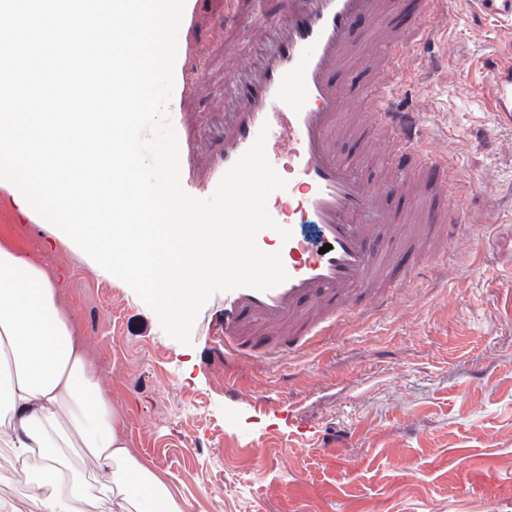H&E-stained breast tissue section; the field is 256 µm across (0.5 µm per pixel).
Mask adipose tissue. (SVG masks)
<instances>
[{"label": "adipose tissue", "mask_w": 512, "mask_h": 512, "mask_svg": "<svg viewBox=\"0 0 512 512\" xmlns=\"http://www.w3.org/2000/svg\"><path fill=\"white\" fill-rule=\"evenodd\" d=\"M0 443L32 452L26 480L39 512H183L167 484L131 451L111 392L60 304L51 269L0 243ZM84 451L80 472L62 451Z\"/></svg>", "instance_id": "ef3b65f1"}]
</instances>
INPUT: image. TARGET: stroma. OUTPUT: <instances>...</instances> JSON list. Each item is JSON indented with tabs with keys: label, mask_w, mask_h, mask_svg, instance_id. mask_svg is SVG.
Wrapping results in <instances>:
<instances>
[{
	"label": "stroma",
	"mask_w": 512,
	"mask_h": 512,
	"mask_svg": "<svg viewBox=\"0 0 512 512\" xmlns=\"http://www.w3.org/2000/svg\"><path fill=\"white\" fill-rule=\"evenodd\" d=\"M447 2L434 62L406 57V102L454 170L435 202L463 213L464 244L383 313L299 354L225 362L220 293L179 343L125 282L0 191V241L58 272L132 452L183 512H512V125L492 110L488 69L512 60V21ZM167 112L210 151L223 82ZM20 468L0 446V503L35 512Z\"/></svg>",
	"instance_id": "35a3bbf8"
}]
</instances>
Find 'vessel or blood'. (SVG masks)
<instances>
[{"label": "vessel or blood", "mask_w": 512, "mask_h": 512, "mask_svg": "<svg viewBox=\"0 0 512 512\" xmlns=\"http://www.w3.org/2000/svg\"><path fill=\"white\" fill-rule=\"evenodd\" d=\"M224 0V33L236 34L249 17L255 34L272 36L277 47L258 63L224 71L226 103L219 149L203 177L183 182L191 196L210 197L224 173L268 127L267 157L287 187L273 192L267 209L276 229L261 230L262 251H280L289 275L268 290L238 288L224 294V357L267 361L308 348L354 318L385 309L411 283V270L459 246L462 215L456 208H425L422 188L446 192L448 159L426 138L418 113L401 106L403 59L421 52L438 29L443 0H418L412 40L393 39L397 0ZM363 27L381 46V77L368 120L387 134L390 150L408 156L406 165L366 175L336 152L342 138H358L350 121L359 94L337 84L356 47L351 35ZM199 57L197 82L211 76L224 52L199 56L195 40L182 51ZM494 110L512 124V63L495 64ZM314 223L316 241L302 233ZM291 237L282 240L279 228Z\"/></svg>", "instance_id": "1"}]
</instances>
